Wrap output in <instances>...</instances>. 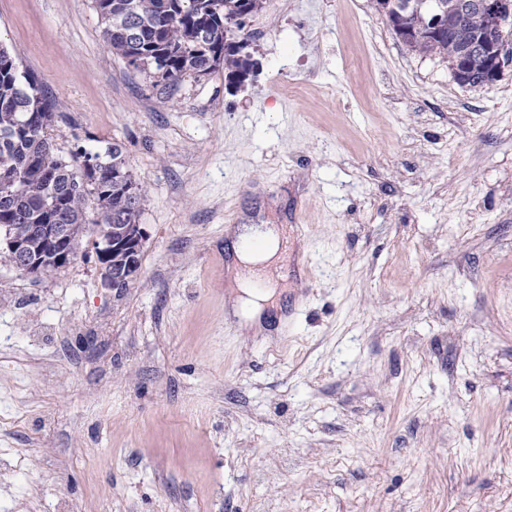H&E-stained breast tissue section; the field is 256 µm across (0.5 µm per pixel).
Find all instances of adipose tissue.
I'll return each mask as SVG.
<instances>
[{
  "mask_svg": "<svg viewBox=\"0 0 512 512\" xmlns=\"http://www.w3.org/2000/svg\"><path fill=\"white\" fill-rule=\"evenodd\" d=\"M234 262L229 269V284L237 288L234 314L248 328L261 325V316L271 300V292L256 283L270 268L282 261L283 227L279 224H237L231 226Z\"/></svg>",
  "mask_w": 512,
  "mask_h": 512,
  "instance_id": "adipose-tissue-1",
  "label": "adipose tissue"
}]
</instances>
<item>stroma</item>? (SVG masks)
Masks as SVG:
<instances>
[{"instance_id":"1","label":"stroma","mask_w":512,"mask_h":512,"mask_svg":"<svg viewBox=\"0 0 512 512\" xmlns=\"http://www.w3.org/2000/svg\"><path fill=\"white\" fill-rule=\"evenodd\" d=\"M94 0H0L62 155L120 144L141 271L0 253V512H512V63L457 83L371 0H265L258 69L160 95ZM282 224L261 332L231 225Z\"/></svg>"}]
</instances>
